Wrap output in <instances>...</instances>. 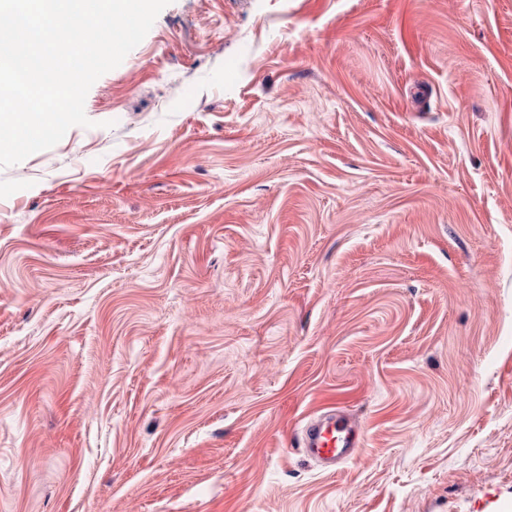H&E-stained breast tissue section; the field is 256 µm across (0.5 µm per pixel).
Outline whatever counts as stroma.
I'll list each match as a JSON object with an SVG mask.
<instances>
[{
	"label": "stroma",
	"mask_w": 512,
	"mask_h": 512,
	"mask_svg": "<svg viewBox=\"0 0 512 512\" xmlns=\"http://www.w3.org/2000/svg\"><path fill=\"white\" fill-rule=\"evenodd\" d=\"M84 109L0 169V512L512 503V0H172ZM310 416L302 426L299 446L304 454L327 472H335L336 465L354 458L363 445L359 427L344 411L334 407Z\"/></svg>",
	"instance_id": "stroma-1"
}]
</instances>
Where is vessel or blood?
Segmentation results:
<instances>
[{"label": "vessel or blood", "mask_w": 512, "mask_h": 512, "mask_svg": "<svg viewBox=\"0 0 512 512\" xmlns=\"http://www.w3.org/2000/svg\"><path fill=\"white\" fill-rule=\"evenodd\" d=\"M304 454L325 471L354 458L363 445L359 427L345 412L330 408L310 416L299 436Z\"/></svg>", "instance_id": "1"}]
</instances>
